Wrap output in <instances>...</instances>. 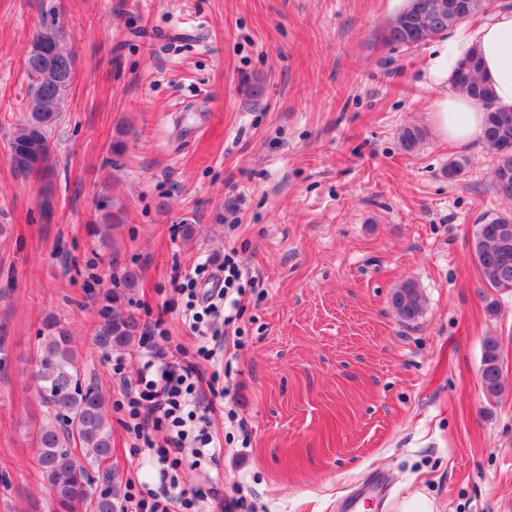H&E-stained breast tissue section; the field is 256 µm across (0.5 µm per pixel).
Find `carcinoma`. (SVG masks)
I'll return each instance as SVG.
<instances>
[{"label": "carcinoma", "instance_id": "obj_1", "mask_svg": "<svg viewBox=\"0 0 512 512\" xmlns=\"http://www.w3.org/2000/svg\"><path fill=\"white\" fill-rule=\"evenodd\" d=\"M440 0H408L383 30L391 46L416 47L449 28L490 8V0H457L450 12L435 4ZM59 26H43L33 36L26 58L30 80L23 103L25 116L10 141L11 161L22 176L48 180L57 166L50 134L59 123L66 94L75 79L73 55L63 46ZM453 87L486 109L481 140L495 155L494 190L512 200V109L493 106V90L481 72L480 54L472 50L460 63ZM425 139L423 127L406 124L399 131L402 146L413 151ZM473 252L488 287L512 291V217L501 215L477 225ZM120 296L106 294L109 306L95 335L102 349L125 348L140 335V323L131 312L115 306ZM391 304L406 322L417 318L423 296L415 282H403L392 294ZM37 375L46 421L35 436L37 462L56 512H117L119 488L95 498L92 480L84 463L100 465L112 454V428L106 399L87 381L81 369L72 336L58 319L48 317L37 348ZM481 383L490 398L504 391L500 367V344L493 336L482 343Z\"/></svg>", "mask_w": 512, "mask_h": 512}]
</instances>
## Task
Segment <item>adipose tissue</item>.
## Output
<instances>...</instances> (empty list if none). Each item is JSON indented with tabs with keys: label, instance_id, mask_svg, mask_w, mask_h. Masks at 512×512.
<instances>
[{
	"label": "adipose tissue",
	"instance_id": "ef3b65f1",
	"mask_svg": "<svg viewBox=\"0 0 512 512\" xmlns=\"http://www.w3.org/2000/svg\"><path fill=\"white\" fill-rule=\"evenodd\" d=\"M474 47L494 87L496 105L512 107V9L499 10L476 26L457 25L430 51L425 80L438 92L432 117L439 134L453 144L471 141L483 129L484 108L453 88L461 60Z\"/></svg>",
	"mask_w": 512,
	"mask_h": 512
}]
</instances>
